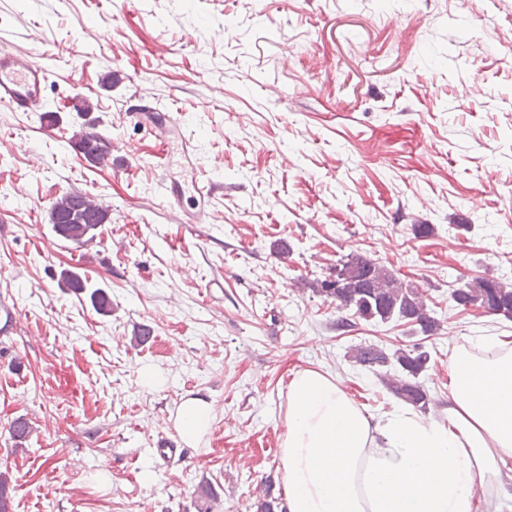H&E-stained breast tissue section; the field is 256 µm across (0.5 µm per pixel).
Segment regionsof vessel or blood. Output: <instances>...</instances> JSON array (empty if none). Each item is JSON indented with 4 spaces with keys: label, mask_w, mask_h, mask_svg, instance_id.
I'll use <instances>...</instances> for the list:
<instances>
[{
    "label": "vessel or blood",
    "mask_w": 512,
    "mask_h": 512,
    "mask_svg": "<svg viewBox=\"0 0 512 512\" xmlns=\"http://www.w3.org/2000/svg\"><path fill=\"white\" fill-rule=\"evenodd\" d=\"M48 81L46 69L27 53L0 51V104L14 110L37 108Z\"/></svg>",
    "instance_id": "b4317fda"
}]
</instances>
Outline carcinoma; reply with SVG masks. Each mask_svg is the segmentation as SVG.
<instances>
[{
    "label": "carcinoma",
    "mask_w": 512,
    "mask_h": 512,
    "mask_svg": "<svg viewBox=\"0 0 512 512\" xmlns=\"http://www.w3.org/2000/svg\"><path fill=\"white\" fill-rule=\"evenodd\" d=\"M76 146L91 164H101L107 154V139L99 132H82ZM108 212L85 194L69 192L57 198L50 209L49 220L53 231L63 239L86 245L94 240V231L106 223ZM339 268L340 286L323 287L316 282L313 292L336 303V308L346 310L365 321L385 322L392 318L418 326L425 337L440 330V321L427 310L420 289L405 285L386 266L362 254H349L336 264ZM67 287L82 294L88 293L92 306L101 314L112 312V302L101 288L87 290L85 282L76 274H66ZM452 295L478 305L487 312L512 318V283L507 279L482 277L463 283ZM354 363L374 374L403 401L426 410L430 398L419 382L426 370L430 354L420 343L399 348L389 354L374 343L355 347ZM11 438L22 443L32 433L30 423L15 419L9 427ZM256 512H286L282 499L273 496L266 485L253 503Z\"/></svg>",
    "instance_id": "carcinoma-1"
}]
</instances>
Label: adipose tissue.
<instances>
[{
  "label": "adipose tissue",
  "mask_w": 512,
  "mask_h": 512,
  "mask_svg": "<svg viewBox=\"0 0 512 512\" xmlns=\"http://www.w3.org/2000/svg\"><path fill=\"white\" fill-rule=\"evenodd\" d=\"M484 346L483 356L450 354L438 420L367 412L331 374L298 372L279 456L288 512H490L512 470V338ZM212 419L210 403L193 397L176 427L191 445Z\"/></svg>",
  "instance_id": "adipose-tissue-1"
}]
</instances>
